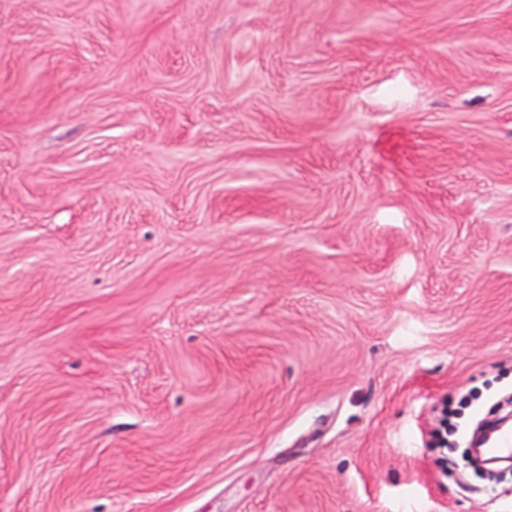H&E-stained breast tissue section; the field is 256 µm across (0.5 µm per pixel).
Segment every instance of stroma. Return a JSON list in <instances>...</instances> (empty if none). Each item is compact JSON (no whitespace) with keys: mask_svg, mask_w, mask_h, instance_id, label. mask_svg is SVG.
<instances>
[{"mask_svg":"<svg viewBox=\"0 0 512 512\" xmlns=\"http://www.w3.org/2000/svg\"><path fill=\"white\" fill-rule=\"evenodd\" d=\"M512 0H0V512H512Z\"/></svg>","mask_w":512,"mask_h":512,"instance_id":"stroma-1","label":"stroma"}]
</instances>
